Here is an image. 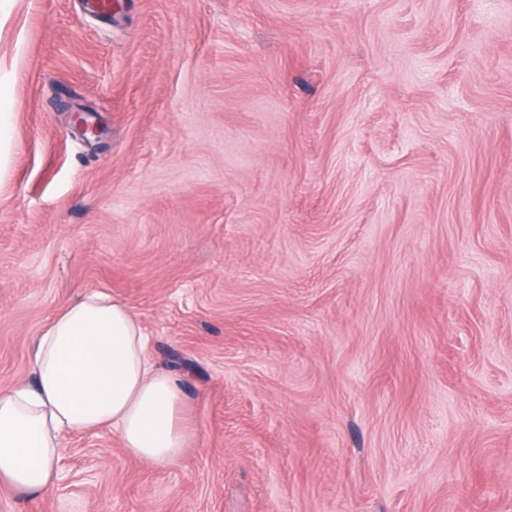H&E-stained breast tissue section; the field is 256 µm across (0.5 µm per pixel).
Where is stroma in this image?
Instances as JSON below:
<instances>
[{"label":"stroma","mask_w":512,"mask_h":512,"mask_svg":"<svg viewBox=\"0 0 512 512\" xmlns=\"http://www.w3.org/2000/svg\"><path fill=\"white\" fill-rule=\"evenodd\" d=\"M92 3L0 0V388L102 290L198 441L0 512H512V0Z\"/></svg>","instance_id":"obj_1"}]
</instances>
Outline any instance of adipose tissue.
Returning a JSON list of instances; mask_svg holds the SVG:
<instances>
[{
  "mask_svg": "<svg viewBox=\"0 0 512 512\" xmlns=\"http://www.w3.org/2000/svg\"><path fill=\"white\" fill-rule=\"evenodd\" d=\"M34 380L0 389V485L37 497L55 486L73 432L111 430L130 456L177 461L196 438L179 379L156 367L130 307L94 291L60 309L31 348Z\"/></svg>",
  "mask_w": 512,
  "mask_h": 512,
  "instance_id": "adipose-tissue-1",
  "label": "adipose tissue"
}]
</instances>
